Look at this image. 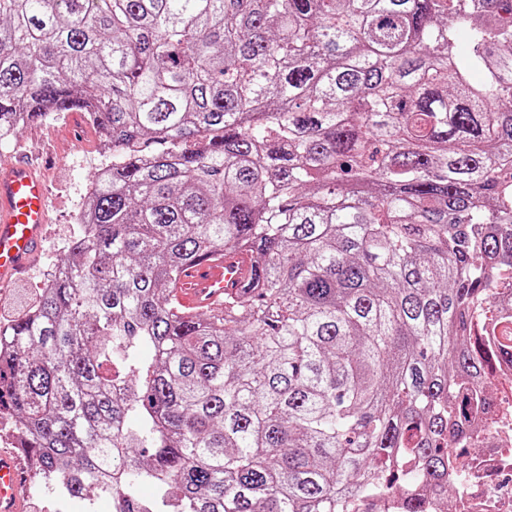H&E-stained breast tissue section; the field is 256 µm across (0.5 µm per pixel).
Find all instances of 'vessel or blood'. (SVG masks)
<instances>
[{
	"label": "vessel or blood",
	"mask_w": 512,
	"mask_h": 512,
	"mask_svg": "<svg viewBox=\"0 0 512 512\" xmlns=\"http://www.w3.org/2000/svg\"><path fill=\"white\" fill-rule=\"evenodd\" d=\"M49 222V188L41 170L29 162L0 164L1 281L28 269ZM257 276L249 254L227 249L186 267L174 295L181 306L198 314L223 307L225 297L245 293ZM25 481L21 460L0 454V512H18V489Z\"/></svg>",
	"instance_id": "obj_1"
}]
</instances>
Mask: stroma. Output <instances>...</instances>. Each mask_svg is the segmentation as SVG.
Returning <instances> with one entry per match:
<instances>
[{"mask_svg":"<svg viewBox=\"0 0 512 512\" xmlns=\"http://www.w3.org/2000/svg\"><path fill=\"white\" fill-rule=\"evenodd\" d=\"M96 133L85 113L65 112L27 126L13 145H0V162L19 153L49 152L52 170L51 222L40 252L21 278L0 284V296L15 298L18 289L38 295L47 271L62 255L77 227L81 203L89 178L105 159L96 149Z\"/></svg>","mask_w":512,"mask_h":512,"instance_id":"1","label":"stroma"}]
</instances>
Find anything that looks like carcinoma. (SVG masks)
Wrapping results in <instances>:
<instances>
[{
	"mask_svg": "<svg viewBox=\"0 0 512 512\" xmlns=\"http://www.w3.org/2000/svg\"><path fill=\"white\" fill-rule=\"evenodd\" d=\"M74 109L112 159L0 326V411L51 492L448 497L491 407L475 328L501 350L512 323L478 319L512 270V0H0V141ZM224 248L257 285L186 314L182 268Z\"/></svg>",
	"mask_w": 512,
	"mask_h": 512,
	"instance_id": "cac0c4a2",
	"label": "carcinoma"
}]
</instances>
